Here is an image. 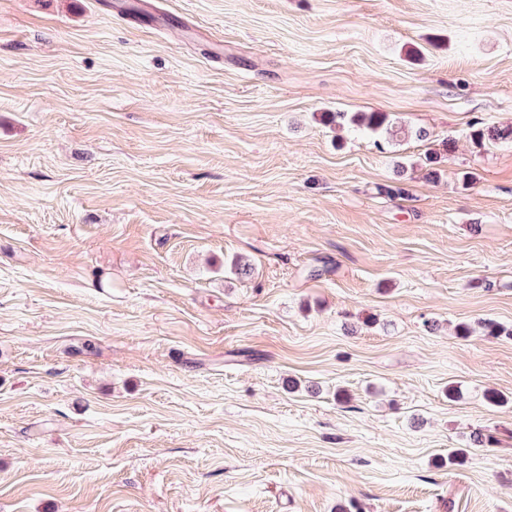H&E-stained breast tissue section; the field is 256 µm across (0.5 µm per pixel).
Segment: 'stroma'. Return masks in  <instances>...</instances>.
<instances>
[{"instance_id":"35a3bbf8","label":"stroma","mask_w":512,"mask_h":512,"mask_svg":"<svg viewBox=\"0 0 512 512\" xmlns=\"http://www.w3.org/2000/svg\"><path fill=\"white\" fill-rule=\"evenodd\" d=\"M475 122L512 0H0V512H512ZM328 122L338 127L348 125L353 131L366 135H376L383 130L392 137L395 135L393 123L387 114L383 112L354 113L348 116L347 112H325Z\"/></svg>"}]
</instances>
